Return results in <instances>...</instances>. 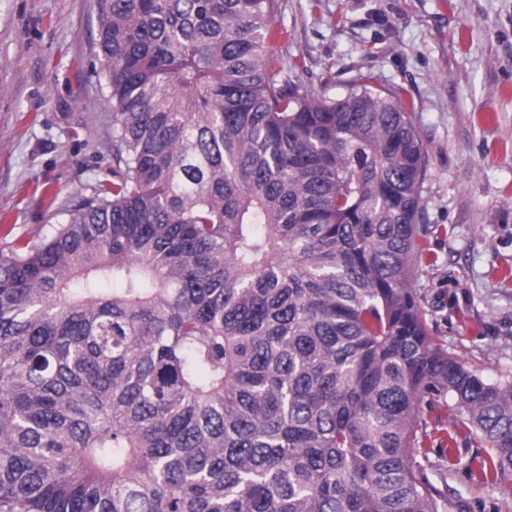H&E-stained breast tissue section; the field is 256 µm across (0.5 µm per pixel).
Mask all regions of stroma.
<instances>
[{
	"mask_svg": "<svg viewBox=\"0 0 512 512\" xmlns=\"http://www.w3.org/2000/svg\"><path fill=\"white\" fill-rule=\"evenodd\" d=\"M98 14V0H0V249L40 242L112 177ZM273 22V55L306 87L335 97L368 74L412 101L437 227L414 266L424 318L485 379L512 373V0H277ZM423 415L442 512H512V476L478 479L485 448L451 407Z\"/></svg>",
	"mask_w": 512,
	"mask_h": 512,
	"instance_id": "obj_1",
	"label": "stroma"
}]
</instances>
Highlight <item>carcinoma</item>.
<instances>
[{
  "label": "carcinoma",
  "mask_w": 512,
  "mask_h": 512,
  "mask_svg": "<svg viewBox=\"0 0 512 512\" xmlns=\"http://www.w3.org/2000/svg\"><path fill=\"white\" fill-rule=\"evenodd\" d=\"M275 2L99 0L112 180L0 250V512H440V398L512 475V375L415 298L402 94L283 78Z\"/></svg>",
  "instance_id": "carcinoma-1"
}]
</instances>
